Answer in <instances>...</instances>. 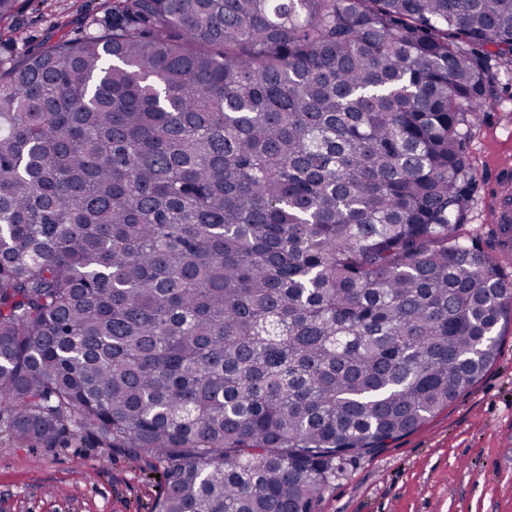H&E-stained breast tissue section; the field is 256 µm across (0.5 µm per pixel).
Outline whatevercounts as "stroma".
Segmentation results:
<instances>
[{"instance_id":"stroma-1","label":"stroma","mask_w":512,"mask_h":512,"mask_svg":"<svg viewBox=\"0 0 512 512\" xmlns=\"http://www.w3.org/2000/svg\"><path fill=\"white\" fill-rule=\"evenodd\" d=\"M107 0H18L0 30V59L37 51L60 34L79 37L108 22ZM468 150L478 172L464 230L489 252L487 181L512 157V66H500L496 101L477 121ZM163 483L149 457L82 443L21 447L0 430V512H154ZM314 512H512V326L482 378L415 431L347 462Z\"/></svg>"}]
</instances>
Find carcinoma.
<instances>
[{
	"label": "carcinoma",
	"instance_id": "obj_1",
	"mask_svg": "<svg viewBox=\"0 0 512 512\" xmlns=\"http://www.w3.org/2000/svg\"><path fill=\"white\" fill-rule=\"evenodd\" d=\"M512 0H112L0 60V426L147 455L156 512H311L473 386L462 232Z\"/></svg>",
	"mask_w": 512,
	"mask_h": 512
}]
</instances>
